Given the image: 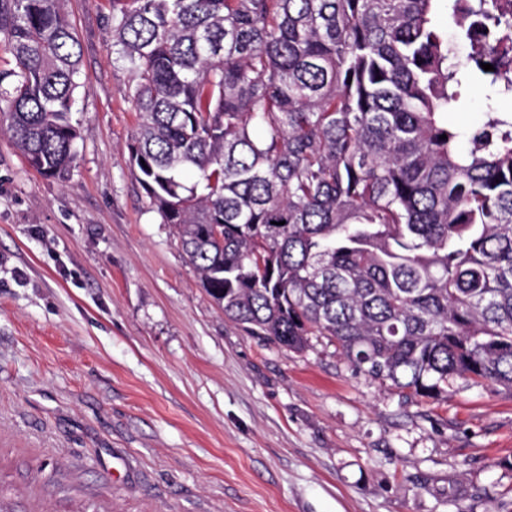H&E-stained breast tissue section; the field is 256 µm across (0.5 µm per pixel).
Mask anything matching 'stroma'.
<instances>
[{"mask_svg":"<svg viewBox=\"0 0 512 512\" xmlns=\"http://www.w3.org/2000/svg\"><path fill=\"white\" fill-rule=\"evenodd\" d=\"M65 9L70 178L0 133V512H512V390L408 400L225 321L129 164L112 0Z\"/></svg>","mask_w":512,"mask_h":512,"instance_id":"1","label":"stroma"}]
</instances>
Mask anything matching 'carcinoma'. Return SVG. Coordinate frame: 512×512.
Wrapping results in <instances>:
<instances>
[{
    "label": "carcinoma",
    "instance_id": "carcinoma-1",
    "mask_svg": "<svg viewBox=\"0 0 512 512\" xmlns=\"http://www.w3.org/2000/svg\"><path fill=\"white\" fill-rule=\"evenodd\" d=\"M111 38L129 162L228 321L295 353L322 336L407 398L512 389V0H112ZM0 39V124L65 180L62 0H0ZM474 76L487 111L462 131L448 108Z\"/></svg>",
    "mask_w": 512,
    "mask_h": 512
}]
</instances>
